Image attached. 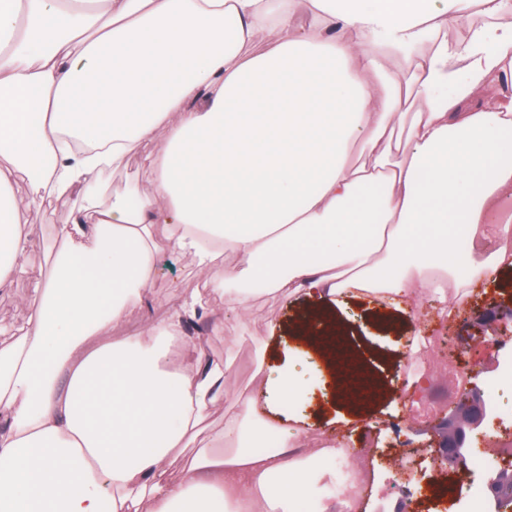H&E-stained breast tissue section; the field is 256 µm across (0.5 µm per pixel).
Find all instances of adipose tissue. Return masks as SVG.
Masks as SVG:
<instances>
[{"label": "adipose tissue", "instance_id": "ef3b65f1", "mask_svg": "<svg viewBox=\"0 0 512 512\" xmlns=\"http://www.w3.org/2000/svg\"><path fill=\"white\" fill-rule=\"evenodd\" d=\"M475 5L484 23L449 39ZM158 135L153 191L101 202L100 174ZM505 151L512 0H0V289L26 271L33 208L80 199L25 334L0 343V512H294L288 487L319 452L289 426L250 451L252 398L208 428L232 395L184 330L202 297L112 335L151 286L154 225L241 320L256 284L403 312L427 293L449 317L512 271ZM459 234L483 246L463 277L435 260ZM226 243L240 266L217 267ZM190 446L172 481L166 459Z\"/></svg>", "mask_w": 512, "mask_h": 512}]
</instances>
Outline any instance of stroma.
<instances>
[{
    "label": "stroma",
    "instance_id": "1",
    "mask_svg": "<svg viewBox=\"0 0 512 512\" xmlns=\"http://www.w3.org/2000/svg\"><path fill=\"white\" fill-rule=\"evenodd\" d=\"M164 149L165 141L159 136L140 142L123 167L101 176L100 187L108 192L130 188L141 194L151 192L154 182L146 161L160 155ZM59 221L58 211L47 204L32 214L31 245L24 259L26 272L15 277L9 288L0 290V342L14 339L27 328L31 301L52 275L50 240L53 226ZM154 238L161 251L153 286L143 300L131 308L126 319L113 326V335H136L144 325L166 318L184 299L205 293V283L197 273L193 257L165 249L164 225H155ZM205 295L213 316L199 321L198 328L212 356L228 363L227 383L241 398L257 393L254 380L257 367L271 370L286 358L299 357L298 371L310 381L309 394L304 399H283L274 403L273 419H304L327 440L343 430L351 434L353 448L367 449L368 456L362 466L369 472L371 481L364 494L362 512H411L401 487L429 469L431 459L427 446L431 428L447 416L452 407L451 402L445 401L428 416L413 417L409 407L400 400L403 375H424L432 379L434 388L440 389L448 385L449 367L469 363L494 373L503 361L512 358V335L489 341L492 328L484 320L487 313L504 314L512 309V272L505 275L502 285L480 287L474 298L460 305L459 311L467 319L463 325L441 316L431 299L426 298L416 315H401L396 329L379 330L374 326L376 315L392 312L390 302L376 297L346 300L337 305L336 314L344 321L353 344L379 354L378 373L385 393L366 402L362 417L351 418L349 424L342 427L335 419L345 415V408L333 397L321 394L326 376L323 366L316 356L305 354L303 346L291 335L298 315L312 306V299L302 295L275 299L264 292L256 293L249 306V318L241 324L224 318L222 295ZM418 334L453 336L454 347L448 353L435 347L413 351L411 341ZM402 448L416 449L414 463L400 460L398 451Z\"/></svg>",
    "mask_w": 512,
    "mask_h": 512
}]
</instances>
